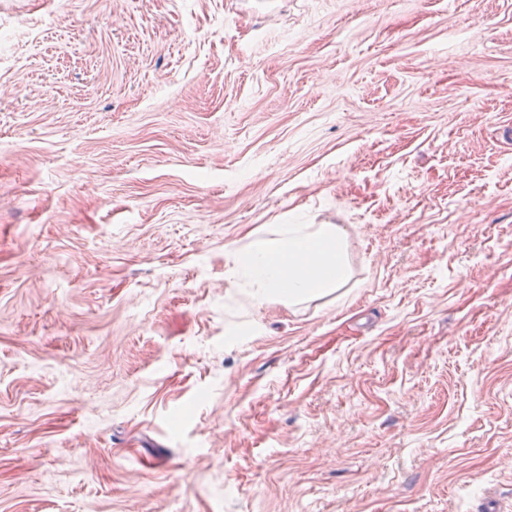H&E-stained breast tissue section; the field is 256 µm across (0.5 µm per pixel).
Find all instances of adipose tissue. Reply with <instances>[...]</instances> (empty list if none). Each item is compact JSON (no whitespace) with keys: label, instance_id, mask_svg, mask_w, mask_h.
<instances>
[{"label":"adipose tissue","instance_id":"ef3b65f1","mask_svg":"<svg viewBox=\"0 0 512 512\" xmlns=\"http://www.w3.org/2000/svg\"><path fill=\"white\" fill-rule=\"evenodd\" d=\"M345 231L335 224H283L275 237L232 249L235 271L253 286V301L296 303L343 287L351 270L343 254Z\"/></svg>","mask_w":512,"mask_h":512}]
</instances>
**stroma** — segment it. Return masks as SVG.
Segmentation results:
<instances>
[{
	"instance_id": "1",
	"label": "stroma",
	"mask_w": 512,
	"mask_h": 512,
	"mask_svg": "<svg viewBox=\"0 0 512 512\" xmlns=\"http://www.w3.org/2000/svg\"><path fill=\"white\" fill-rule=\"evenodd\" d=\"M509 123L512 0H0V512H512ZM275 237L232 247L235 271L252 284L257 305L273 298L296 303L351 278L343 254L345 231L335 224H279Z\"/></svg>"
}]
</instances>
